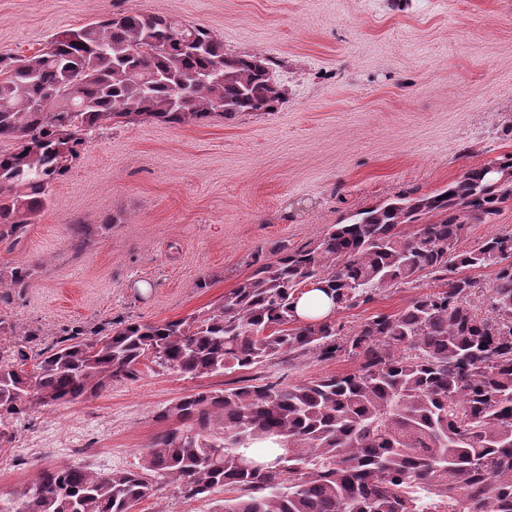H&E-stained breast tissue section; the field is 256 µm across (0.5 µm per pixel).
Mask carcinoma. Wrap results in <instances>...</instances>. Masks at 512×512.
I'll use <instances>...</instances> for the list:
<instances>
[{
  "label": "carcinoma",
  "instance_id": "cac0c4a2",
  "mask_svg": "<svg viewBox=\"0 0 512 512\" xmlns=\"http://www.w3.org/2000/svg\"><path fill=\"white\" fill-rule=\"evenodd\" d=\"M285 99L271 60L229 55L211 30L169 15L118 13L28 57L0 54V244L21 243L93 132L207 124ZM509 200L512 154L437 193L356 211L269 262L256 252L216 305L180 319H128L33 355L38 331L0 318V447L31 411L96 398L144 367L195 379L282 359L356 361L343 375L182 396L158 415L170 426L143 464L43 468L0 512H134L169 484L186 499L224 488L214 512H512V233L458 248L469 222L496 223ZM493 264L487 290L463 274ZM34 271L0 270V303ZM423 276L435 290L351 329L295 314L311 284L340 310Z\"/></svg>",
  "mask_w": 512,
  "mask_h": 512
}]
</instances>
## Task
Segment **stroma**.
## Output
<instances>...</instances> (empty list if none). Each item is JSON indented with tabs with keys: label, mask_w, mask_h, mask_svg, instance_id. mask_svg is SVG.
Listing matches in <instances>:
<instances>
[{
	"label": "stroma",
	"mask_w": 512,
	"mask_h": 512,
	"mask_svg": "<svg viewBox=\"0 0 512 512\" xmlns=\"http://www.w3.org/2000/svg\"><path fill=\"white\" fill-rule=\"evenodd\" d=\"M123 12L201 24L226 53L272 60L287 98L203 126L140 120L94 132L22 243L0 246V269L37 267L30 287L0 305L38 329L35 349L77 326L106 333L128 318L214 306L249 274L253 253L271 259L279 246L317 242L352 211L435 193L512 154V0H0V52L28 56L57 32ZM113 215L120 223L103 226ZM433 289L423 277L335 318L353 328ZM353 368L347 358L278 360L261 374L298 383ZM242 377L146 369L85 403L32 411L0 449V498L44 466L142 464L170 401ZM223 498L167 486L138 512H213Z\"/></svg>",
	"instance_id": "obj_1"
}]
</instances>
